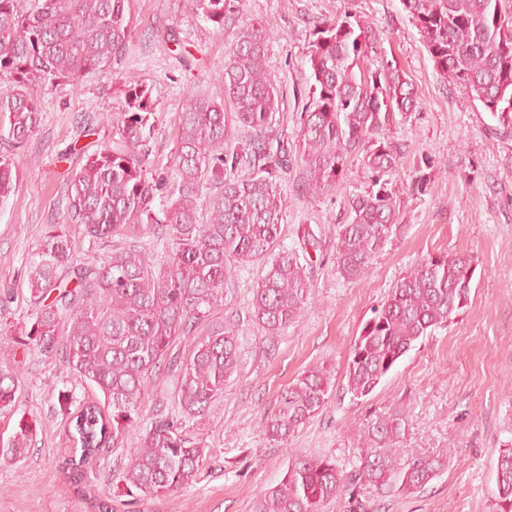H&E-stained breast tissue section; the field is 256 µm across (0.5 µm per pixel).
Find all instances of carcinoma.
<instances>
[{
    "instance_id": "obj_1",
    "label": "carcinoma",
    "mask_w": 512,
    "mask_h": 512,
    "mask_svg": "<svg viewBox=\"0 0 512 512\" xmlns=\"http://www.w3.org/2000/svg\"><path fill=\"white\" fill-rule=\"evenodd\" d=\"M238 3L187 0L220 32ZM402 5L440 76L496 119L495 130L512 134V37L502 33L512 26V0ZM132 24L131 0H0V79L13 87L0 97V139L21 144L36 135L40 98L86 71L111 68ZM273 34L268 23L238 29L216 67L224 98L187 92L175 117V183L148 169L157 101L144 83L130 82L123 111L104 117L112 140L77 150L83 164L69 177L62 223L49 225L27 267L34 322L17 336L0 334L1 414L12 411L20 390L17 350L33 345L49 356L61 336L71 375L100 392L102 400L69 416L68 469L77 482L90 459L134 432L139 443L124 480L140 498L195 482L206 457L183 422L203 415L238 369L236 324L213 322L224 286L241 267L261 265L252 314L270 335L297 322L310 301L312 271L279 243L288 149L273 133L279 90L266 64ZM376 45L375 24L354 15L316 27L307 52L312 100L297 134L310 191L335 188L355 149L372 173L371 188L349 200V221L336 227V273L349 282L366 277L401 228L389 188L401 147L389 131L420 106L404 71L372 68ZM238 131L251 138L233 148ZM17 180L13 159L0 156V204ZM66 224L78 227V238ZM84 245L94 255L81 256ZM475 270L472 256L447 250L411 265L355 339L348 391L371 395L420 341L447 327L468 305ZM332 374L327 363L311 365L283 387L261 420L268 437L283 443L315 417L328 404ZM154 389L171 411L141 428V403ZM403 427L399 412L372 423L349 471L326 455L296 459L258 494L253 512H326L345 497L360 512L366 486L424 488L448 466L451 450L407 457ZM35 432L18 421L0 435V459L24 458ZM495 469L496 512H512V442L498 448Z\"/></svg>"
}]
</instances>
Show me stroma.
<instances>
[{
    "label": "stroma",
    "instance_id": "stroma-1",
    "mask_svg": "<svg viewBox=\"0 0 512 512\" xmlns=\"http://www.w3.org/2000/svg\"><path fill=\"white\" fill-rule=\"evenodd\" d=\"M347 13L376 24L378 61H395L421 101L391 131L402 146L393 178L401 232L373 258L365 279L345 282L333 263L336 227L347 222L349 200L368 190L371 174L350 156L335 190L319 195L303 189L299 163L290 161L280 181L281 242L297 246V225L320 229L318 246L300 254L312 265L313 298L298 323L271 336L252 315L259 265L242 268L226 285L217 317L237 323L240 362L223 396L185 423L206 454L196 481L154 500L132 496L123 481L136 447L130 437L90 461V490L78 491L65 468L74 443L57 395L68 390L88 401L98 393L68 373L64 347L50 356L30 350L21 358L15 410L0 416V433L24 419L36 423V435L21 461L0 460V512H95L97 497L108 500L112 512H252L256 495L275 485L295 457L325 454L350 470L371 423L396 409L406 416L402 447L422 454L447 447L452 455L421 490L364 489L367 512H496L494 461L512 439V135L494 132V119L441 78L401 0H242L238 21L269 20L279 30L267 55L280 94L278 135L295 139L309 101L306 51L316 23ZM132 14L128 50L117 64L46 94L39 131L24 144L0 139V155L12 158L19 173L0 205V327L31 326L26 267L49 225L62 221L67 174L81 166L72 149L111 139L100 115L122 111L128 80L153 91L158 120L148 166L169 178L175 175L174 117L187 91L224 95L214 69L231 31L216 32L184 0H133ZM422 173L429 182L418 192L412 183ZM444 249L477 260L468 307L418 343L373 394L353 398L345 372L364 322L406 269ZM323 361L334 367L328 404L287 445H278L261 426L263 410L306 367Z\"/></svg>",
    "mask_w": 512,
    "mask_h": 512
}]
</instances>
